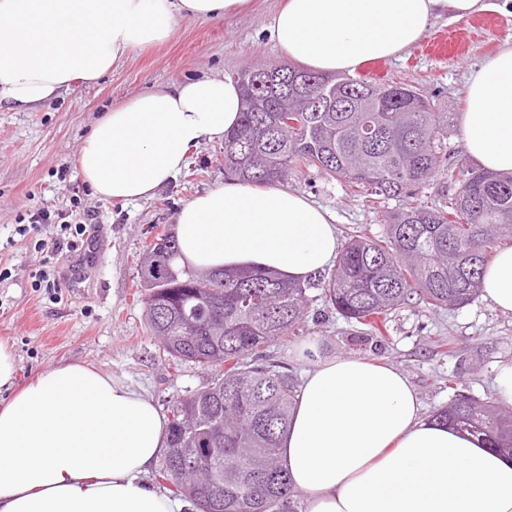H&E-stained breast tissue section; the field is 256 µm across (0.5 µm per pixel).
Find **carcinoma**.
I'll list each match as a JSON object with an SVG mask.
<instances>
[{
	"instance_id": "cac0c4a2",
	"label": "carcinoma",
	"mask_w": 512,
	"mask_h": 512,
	"mask_svg": "<svg viewBox=\"0 0 512 512\" xmlns=\"http://www.w3.org/2000/svg\"><path fill=\"white\" fill-rule=\"evenodd\" d=\"M260 71L263 88L243 91L238 127L224 135V172L254 185L282 183L300 166L341 178L377 200L408 196L438 168L448 120L403 84L326 76L288 65ZM336 109L317 112L320 83ZM459 183L448 200L413 199L384 235H355L328 276L305 283L272 273L180 268L166 231L138 259L150 332L178 367L212 370L210 383L168 406L169 448L156 478L196 512H297L298 491L280 459L299 385L269 346L304 319L308 291L378 334L413 298L456 309L476 298L503 236L512 238V177L448 168ZM493 447L512 448V409L456 395L433 415Z\"/></svg>"
}]
</instances>
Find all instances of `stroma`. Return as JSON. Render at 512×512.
I'll use <instances>...</instances> for the list:
<instances>
[{
  "mask_svg": "<svg viewBox=\"0 0 512 512\" xmlns=\"http://www.w3.org/2000/svg\"><path fill=\"white\" fill-rule=\"evenodd\" d=\"M281 3L253 0L243 14L178 21L167 40L130 51L98 82L73 83L29 112L0 110V271L8 274L0 281V340L15 350L16 388L56 364L83 362L145 392L163 411L170 400L207 384L209 369L193 363L174 368L150 335L137 258L146 243L173 224L183 204L223 184V141L191 149L176 179L133 202L98 196L80 173L78 151L105 112L143 92L205 75L234 79L253 63H285L266 32ZM508 40L512 12L492 7L459 21L443 17L400 56L367 62L358 72L420 90L436 111L447 113V164L452 167L466 156L461 115L469 75ZM287 186L329 211L343 242L357 231L382 235L388 216L403 206L399 198L371 205L345 181L314 168L294 169ZM75 206L95 211L100 221L98 237L80 251L53 252L52 227L23 236L15 232L30 212H68ZM44 268L54 270L58 288L34 287L35 273ZM311 343L326 356L394 365L430 414L459 393L495 400V378L512 365V312L480 297L451 310L410 304L391 314L380 336L317 299L309 302L295 334L274 342L269 353L301 375L312 365L303 353Z\"/></svg>",
  "mask_w": 512,
  "mask_h": 512,
  "instance_id": "obj_1",
  "label": "stroma"
}]
</instances>
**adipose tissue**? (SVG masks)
<instances>
[{
  "label": "adipose tissue",
  "instance_id": "ef3b65f1",
  "mask_svg": "<svg viewBox=\"0 0 512 512\" xmlns=\"http://www.w3.org/2000/svg\"><path fill=\"white\" fill-rule=\"evenodd\" d=\"M251 0H0V108L27 111L95 82L129 50L165 40L177 19L221 20ZM486 0H285L269 34L288 59L327 73L398 55L433 21L460 20ZM241 89L221 75L144 92L112 109L79 150L97 195L151 197L191 148L239 121ZM464 148L512 172V44L468 80ZM179 262L193 269L274 270L304 282L338 256L330 214L284 187L228 180L175 216ZM482 296L512 312V247L487 268ZM153 400L90 365L41 372L0 404V512H183L147 479L166 448ZM282 464L305 512H512V457L429 420L397 368L315 357Z\"/></svg>",
  "mask_w": 512,
  "mask_h": 512
}]
</instances>
